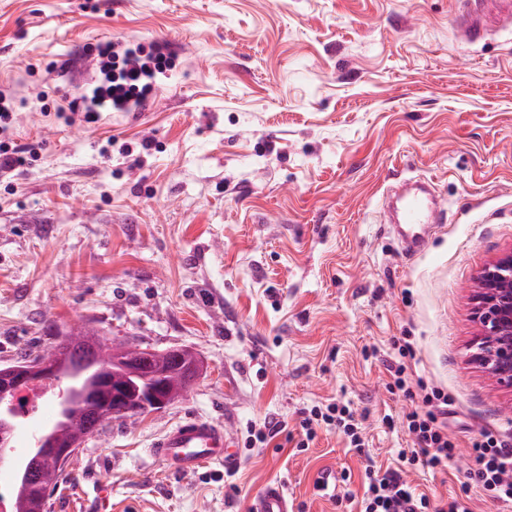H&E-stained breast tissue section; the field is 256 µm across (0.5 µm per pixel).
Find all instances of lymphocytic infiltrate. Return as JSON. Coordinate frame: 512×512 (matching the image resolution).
<instances>
[{"instance_id":"1","label":"lymphocytic infiltrate","mask_w":512,"mask_h":512,"mask_svg":"<svg viewBox=\"0 0 512 512\" xmlns=\"http://www.w3.org/2000/svg\"><path fill=\"white\" fill-rule=\"evenodd\" d=\"M171 58L161 51L140 56H127L122 65L113 67L107 83L94 96H74L72 110L83 112L85 119H97L99 113L118 112L130 104L148 100L153 87L147 79L153 71L172 66ZM416 357V348L410 338H403L397 346L392 393L406 399L421 398L422 407L405 413L401 424L412 439V445L400 449L398 461L404 465L421 466L440 473L457 455V445L448 435L445 417L448 413L447 392L429 384L423 378L413 377L409 365ZM328 426L341 430L349 440L350 448L360 451L365 446L362 422L350 405L331 403L304 410L299 421L303 434L300 447H308L318 428ZM473 467L470 476L481 490L495 501L512 504V441L490 432L481 433L470 448ZM360 512H472L469 498L452 496L432 503L426 494L416 493L395 471L367 470L364 492L359 502Z\"/></svg>"}]
</instances>
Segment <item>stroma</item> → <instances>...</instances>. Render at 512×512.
Returning <instances> with one entry per match:
<instances>
[{
	"label": "stroma",
	"mask_w": 512,
	"mask_h": 512,
	"mask_svg": "<svg viewBox=\"0 0 512 512\" xmlns=\"http://www.w3.org/2000/svg\"><path fill=\"white\" fill-rule=\"evenodd\" d=\"M459 0H0L4 140L38 143L0 173V364L46 331L93 321L108 336L182 347L201 375L181 399L115 419L83 445L52 512H248L267 484L294 512H350L325 471L396 467L411 447L381 424L402 337L414 370L448 392L461 450L447 473L406 471L438 501L512 512L465 473L474 438L512 440V391L470 360L481 270L512 249V31L458 41ZM167 45L140 117L86 122L67 76L85 47ZM436 182L448 219L409 256L378 218L395 181ZM351 403L363 453L335 429L307 450L303 408ZM227 428L234 469L172 471L155 443L191 418ZM286 426L251 448L249 431ZM109 493L101 497L98 486Z\"/></svg>",
	"instance_id": "35a3bbf8"
}]
</instances>
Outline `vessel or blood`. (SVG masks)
I'll use <instances>...</instances> for the list:
<instances>
[{
  "label": "vessel or blood",
  "mask_w": 512,
  "mask_h": 512,
  "mask_svg": "<svg viewBox=\"0 0 512 512\" xmlns=\"http://www.w3.org/2000/svg\"><path fill=\"white\" fill-rule=\"evenodd\" d=\"M464 8L455 15L462 39L482 41L489 32V20L496 17L512 26V0H462ZM390 229L407 255L422 250L430 229L441 221L436 195L426 187H414L395 195L390 204ZM155 453L172 470L189 473L199 466L218 461L225 468L238 463L237 445L221 426L191 419L170 430L155 446ZM251 512H291V499L279 483L268 484L257 496Z\"/></svg>",
  "instance_id": "vessel-or-blood-1"
}]
</instances>
